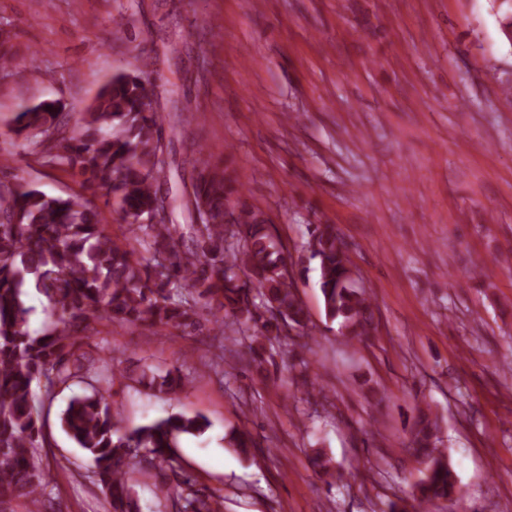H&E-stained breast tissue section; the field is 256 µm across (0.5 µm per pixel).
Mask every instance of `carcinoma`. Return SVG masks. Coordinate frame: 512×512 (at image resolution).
<instances>
[{"label":"carcinoma","mask_w":512,"mask_h":512,"mask_svg":"<svg viewBox=\"0 0 512 512\" xmlns=\"http://www.w3.org/2000/svg\"><path fill=\"white\" fill-rule=\"evenodd\" d=\"M150 65L144 57L136 71L113 74L72 123L58 101L27 106L14 119L33 150L82 178L83 192L61 197L31 184L0 188V505L22 499L42 509L47 482L37 449L46 438L33 385L50 396L83 384L86 392L70 397L60 426L90 459L109 512H140L129 475L141 471L162 477L160 492L176 512H221L220 498L197 489L174 452L181 438L203 434L208 420L179 413L120 430L108 396L112 357L95 359L84 350L96 325L198 335L206 329L205 308L231 332L248 336L249 361L258 369L283 346L309 347L288 247L265 213L242 200V186L212 166L203 150L186 207L207 214V222L189 224L185 233L177 224L152 223L166 196L160 116L145 86ZM98 188L109 191L106 204L122 214L131 241L112 239L100 207L86 195ZM312 238L326 314L340 321L349 339L362 342L374 331V305L356 286L345 243L330 224L313 225ZM139 246L149 257L139 255ZM28 288L51 306L52 321L41 334L28 327ZM140 382L172 394L183 387L177 371L144 369ZM438 432V420L416 408L409 443L422 465V503L459 495ZM227 444L244 456L256 447L239 431ZM313 461L319 473L335 476L336 464L323 450Z\"/></svg>","instance_id":"cac0c4a2"}]
</instances>
